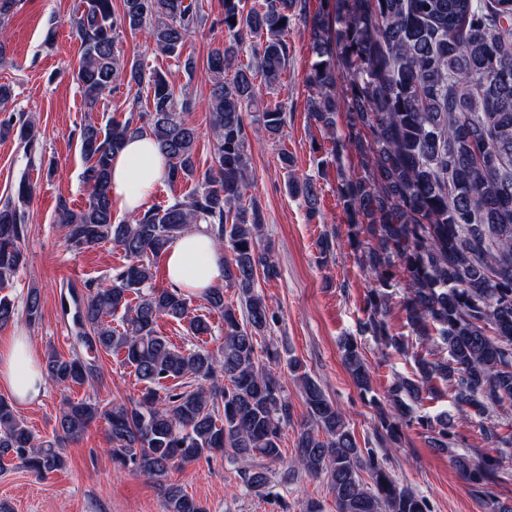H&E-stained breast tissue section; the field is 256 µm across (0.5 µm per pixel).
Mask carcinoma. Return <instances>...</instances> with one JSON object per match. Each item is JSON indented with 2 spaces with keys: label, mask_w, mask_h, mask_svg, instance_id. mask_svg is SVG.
<instances>
[{
  "label": "carcinoma",
  "mask_w": 512,
  "mask_h": 512,
  "mask_svg": "<svg viewBox=\"0 0 512 512\" xmlns=\"http://www.w3.org/2000/svg\"><path fill=\"white\" fill-rule=\"evenodd\" d=\"M20 0H0V55L7 21ZM227 40L212 50L206 71L213 163L197 171L196 126L183 114L191 103L176 95L167 74L142 70L117 51L122 34L143 32L160 54L182 60L189 75L192 56L182 57L190 33L206 24L197 0H80L71 21L80 39L76 71L84 105L93 111L102 96L122 84L148 79L146 111L99 125L87 117L79 131L88 188L83 207L60 200L56 220L67 247L80 251L110 242L126 263L108 287H89L72 296L76 343L88 351L123 355L122 363L144 384L140 398L105 405L67 400L56 418V437L39 439L12 400L0 396V460L19 461L42 478L62 468L61 448L79 440L96 421L106 425L112 462L135 470L160 487L165 512H206L170 473L217 454L259 460L240 473L247 491L271 494L275 475L265 466L281 458L283 431L291 406L276 368L284 362L300 382L311 425L295 440L290 472L326 483L336 512H430L427 500L401 484L362 448L343 411L322 386L302 370L288 349L259 348L273 314L256 288L258 277L278 276L271 248L262 243L265 215L256 199H245L251 178L248 131L273 139L283 133L282 107L266 108L245 122L246 109L263 91L280 83L288 65L285 33L292 21L306 23L316 60L306 75L307 112L334 143L323 166L353 150L364 176H340L336 193L349 221L348 247L359 254L375 286L365 298L366 328L380 345L409 355L402 336L390 333L386 318L398 288H404L407 324L423 355L416 372L396 374L384 395L374 389L371 369L357 340L339 344L352 384L377 408L385 435L396 448L413 424L439 450L457 445L454 420L468 409L489 415L488 406H512V0H320L315 14L308 0H222ZM248 49L255 64L239 63ZM345 73L337 90L336 71ZM261 81H256V76ZM344 99L347 133L338 135V99ZM150 136L169 167L167 182H195L174 197L130 219L112 210V156L131 137ZM16 137L30 148L34 122L0 121V140ZM494 155L499 165L483 163ZM309 216L318 212L310 180H294ZM34 185L21 176L0 205V288L9 287L26 265L25 218ZM229 256L225 286L239 305L224 301V289L203 294L207 313L197 314L193 296L153 286L156 261L192 225ZM220 314L224 339L215 350L179 348L158 330L166 317L186 323L192 336L212 334L209 314ZM24 313L30 324L42 317L40 291H28ZM121 316L114 327L111 319ZM16 307L0 296V328L13 323ZM440 343L447 357L432 358ZM45 378L60 390L94 379L95 365L75 354L48 351ZM454 390L457 415L417 414L422 393L435 382ZM482 425L496 454L477 460L456 455L454 467L472 491L492 502L490 486L512 460V432Z\"/></svg>",
  "instance_id": "obj_1"
}]
</instances>
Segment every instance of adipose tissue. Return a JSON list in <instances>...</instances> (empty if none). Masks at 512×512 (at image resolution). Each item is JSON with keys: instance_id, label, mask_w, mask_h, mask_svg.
I'll use <instances>...</instances> for the list:
<instances>
[{"instance_id": "ef3b65f1", "label": "adipose tissue", "mask_w": 512, "mask_h": 512, "mask_svg": "<svg viewBox=\"0 0 512 512\" xmlns=\"http://www.w3.org/2000/svg\"><path fill=\"white\" fill-rule=\"evenodd\" d=\"M165 158L150 137L126 142L112 161L111 199L122 211L135 214L148 202L154 188L167 178ZM171 287L203 295L224 280V254L213 239L198 230L174 240L165 253ZM0 384L21 404L38 401L45 379L38 355L25 335L0 343Z\"/></svg>"}]
</instances>
